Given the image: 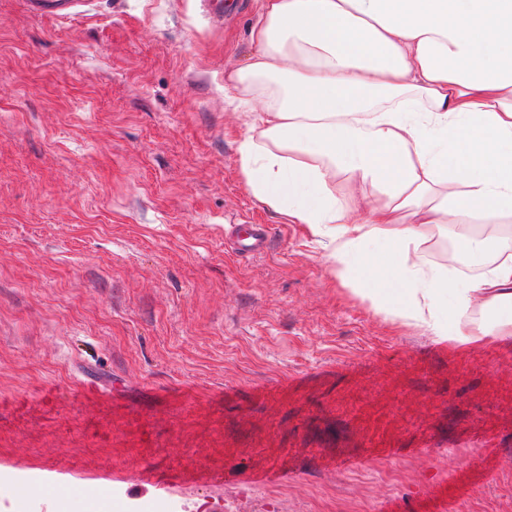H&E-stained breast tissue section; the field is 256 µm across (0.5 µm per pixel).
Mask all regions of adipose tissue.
<instances>
[{
	"label": "adipose tissue",
	"instance_id": "adipose-tissue-1",
	"mask_svg": "<svg viewBox=\"0 0 512 512\" xmlns=\"http://www.w3.org/2000/svg\"><path fill=\"white\" fill-rule=\"evenodd\" d=\"M249 42L224 73L248 192L391 320L457 350L511 340L512 252L470 225L512 217V0H259ZM442 224L476 279L429 262Z\"/></svg>",
	"mask_w": 512,
	"mask_h": 512
}]
</instances>
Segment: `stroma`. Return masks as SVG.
Wrapping results in <instances>:
<instances>
[{"mask_svg": "<svg viewBox=\"0 0 512 512\" xmlns=\"http://www.w3.org/2000/svg\"><path fill=\"white\" fill-rule=\"evenodd\" d=\"M258 0H0V512H512V341L391 321L247 191ZM268 227L259 254L230 225ZM473 279L453 229L429 255ZM274 476L271 484L261 483ZM83 0H24L27 7L37 13L49 16H64Z\"/></svg>", "mask_w": 512, "mask_h": 512, "instance_id": "1", "label": "stroma"}]
</instances>
